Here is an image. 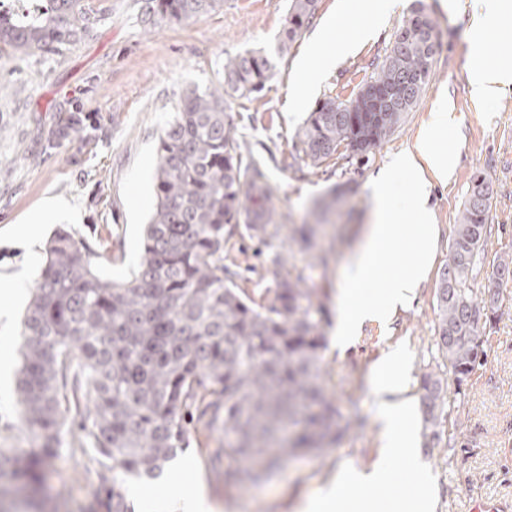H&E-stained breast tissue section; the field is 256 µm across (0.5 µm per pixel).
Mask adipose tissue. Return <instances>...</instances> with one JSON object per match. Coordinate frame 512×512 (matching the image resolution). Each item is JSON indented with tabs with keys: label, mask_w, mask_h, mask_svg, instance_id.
Segmentation results:
<instances>
[{
	"label": "adipose tissue",
	"mask_w": 512,
	"mask_h": 512,
	"mask_svg": "<svg viewBox=\"0 0 512 512\" xmlns=\"http://www.w3.org/2000/svg\"><path fill=\"white\" fill-rule=\"evenodd\" d=\"M404 0H339L338 9L323 24L300 60L288 89V102L300 108L326 68L351 52L358 41L400 12ZM481 28L472 34L473 49L468 66L471 94L493 99L512 90V64L492 66L485 30L501 37L512 36V0H484ZM349 28L350 39L333 43L336 30ZM455 118L447 103H440L415 142L371 179V222L366 225L353 253L346 261L336 291V321L332 334L337 349H347L365 325L386 327L398 309L411 306L432 268L440 238L430 205L431 178L447 180L452 156L443 145ZM403 186V198L394 195ZM368 385L377 405L376 421L383 454L406 463L414 489L411 497L391 504L363 495L364 487L387 483L390 469L382 464L371 469L347 468L323 486L309 502L310 512H431V485L416 453L411 428L414 402L409 395L408 362L397 349L389 350L369 369Z\"/></svg>",
	"instance_id": "ef3b65f1"
}]
</instances>
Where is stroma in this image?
<instances>
[{"label":"stroma","instance_id":"35a3bbf8","mask_svg":"<svg viewBox=\"0 0 512 512\" xmlns=\"http://www.w3.org/2000/svg\"><path fill=\"white\" fill-rule=\"evenodd\" d=\"M423 3L436 24L438 48L418 105L369 158H332L311 166L297 134L310 109L323 99L350 100L371 80L388 55L400 22L392 17L375 37L324 76L307 108L289 111L288 87L310 38L334 14L337 0H318L311 22L287 53L276 51L287 25L289 0H221L220 7L183 23L151 24L141 0H92L98 21L76 47L48 55L0 57V348L20 366L23 315L30 295H11L13 275L34 286L47 240L56 228L100 255L99 270L125 281L142 257L144 230L156 203L154 177L158 142L185 91L215 84L225 59L245 52L267 55L273 76L250 98H227L224 110L236 128L243 160L264 174L275 221L315 222L318 204L338 183L351 191L336 215L321 225L312 249L280 236L265 242L235 227L224 244V264L255 300L276 285L275 255L303 270L328 311L336 309V284L342 265L369 220L371 175L411 145L430 112L447 102L456 117L448 149L456 164L447 181L434 182L431 204L442 226L436 265L448 258L453 228L469 197L475 174L493 189L490 234L470 280L482 298L486 273L497 257L512 254V92L474 100L467 61L469 34L478 25V0H456L444 10L440 0ZM80 107L94 134L49 147L48 138L66 110ZM70 202V213L43 225L35 244L16 229L48 198ZM437 277H430L418 300L400 311L390 330L365 327L346 352L325 348L324 383L352 427L318 454L306 453L243 485L224 481L223 465L210 455L222 436L189 434L179 459L201 475L221 512H302L305 503L343 468H364L385 461L365 376L389 347L405 349L413 397H420V376L442 362L435 342ZM484 359L464 381L444 372L446 417L439 438L419 437L418 452L434 482L432 512H469L470 501L512 503V287L504 288L498 310L485 328ZM15 385L0 384V446L25 452L29 442L18 421ZM110 460L66 437L46 483L51 498L44 512H105L96 495L98 474Z\"/></svg>","mask_w":512,"mask_h":512}]
</instances>
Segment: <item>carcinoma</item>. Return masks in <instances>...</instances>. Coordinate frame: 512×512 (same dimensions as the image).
I'll list each match as a JSON object with an SVG mask.
<instances>
[{
	"label": "carcinoma",
	"mask_w": 512,
	"mask_h": 512,
	"mask_svg": "<svg viewBox=\"0 0 512 512\" xmlns=\"http://www.w3.org/2000/svg\"><path fill=\"white\" fill-rule=\"evenodd\" d=\"M159 22H187L219 0H142ZM317 0H291L281 53L310 22ZM96 21L90 0H44L27 15L0 13V52L34 55L75 45ZM435 23L423 7L398 27L372 81L396 89L381 116L352 111L354 100L319 102L298 137L318 166L339 148L365 156L388 138L418 104L436 52ZM272 65L260 53L224 61L218 85L185 92L158 144L156 205L131 279L98 274L89 246L65 228L50 239L23 320L18 413L30 450L0 448V501L17 489L37 506L43 472L76 424L102 455L112 477H101L106 512H131L119 475L160 477L185 447L188 425L206 437L224 434V457L269 465L297 451L320 452L351 427L342 422L323 384L326 308L315 288L280 256L276 288L264 304H248L224 267V235L245 217L252 238L277 237L263 174L242 164L241 144L224 112V97L261 92ZM86 138L70 112L50 142ZM492 189L478 174L455 225L439 271L436 344L453 374L471 373L484 354L479 320L497 311L512 282V257L486 273L490 299L473 303L469 285L487 242ZM424 420L440 424L445 388L440 373L421 375Z\"/></svg>",
	"instance_id": "cac0c4a2"
}]
</instances>
